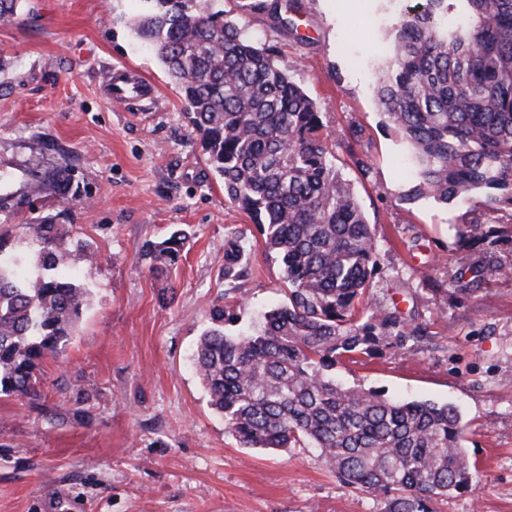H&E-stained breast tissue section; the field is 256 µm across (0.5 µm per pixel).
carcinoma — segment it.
Listing matches in <instances>:
<instances>
[{
	"instance_id": "cac0c4a2",
	"label": "carcinoma",
	"mask_w": 512,
	"mask_h": 512,
	"mask_svg": "<svg viewBox=\"0 0 512 512\" xmlns=\"http://www.w3.org/2000/svg\"><path fill=\"white\" fill-rule=\"evenodd\" d=\"M25 2L0 0V21L21 17ZM142 2L131 29L178 83L224 194L254 224L288 287V302L249 331H228L238 315L220 303L210 308L194 363L225 429L243 448L318 449L336 477L379 499L383 512H432L435 500L468 490L478 470L462 448L455 406L394 400L334 376L345 359L404 350L431 332L427 321L372 300L376 225L336 170L315 102L272 47L214 9L216 0ZM401 2L374 92L416 171L410 195L512 212V0ZM337 147L369 173L362 131ZM30 176L20 194H0V214L35 211L47 197L79 199L63 156ZM57 219L48 213L30 225L44 270L36 276L0 224V395L50 420L61 412L41 403L44 361L72 336L90 301L77 276L56 272L65 250ZM494 233L479 216L458 225L461 246L483 249L449 283L457 301L501 274L487 249ZM243 235L225 241L227 279L248 273ZM187 240L176 230L150 244L151 269L174 265Z\"/></svg>"
}]
</instances>
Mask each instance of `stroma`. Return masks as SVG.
I'll use <instances>...</instances> for the list:
<instances>
[{
	"label": "stroma",
	"mask_w": 512,
	"mask_h": 512,
	"mask_svg": "<svg viewBox=\"0 0 512 512\" xmlns=\"http://www.w3.org/2000/svg\"><path fill=\"white\" fill-rule=\"evenodd\" d=\"M141 0H29L19 22L0 21V193L19 191L36 162L66 156L83 202L60 213L70 235L60 269L91 302L72 339L43 366L48 423L27 402L0 398V512H383L346 486L313 448L240 447L193 365L208 310L235 309L241 328L283 303L276 259L230 202L186 116L176 82L126 26ZM225 18L275 47L279 64L316 102L326 131L362 128L371 172L344 153L336 168L377 228L381 270L372 289L430 324L418 347L336 366V379L387 396L458 407L463 445L478 466L470 491L435 512H512V213L487 215L501 235L503 273L457 304L448 284L473 258L453 226L457 204L407 199L413 185L400 138L386 130L372 88L390 50L394 0H298L294 26L257 0H218ZM116 66L141 75L151 99L116 102ZM190 235L168 271H150L149 243ZM248 232L251 272L224 276V242ZM97 255L85 265L83 252ZM90 396L75 413L76 391Z\"/></svg>",
	"instance_id": "1"
}]
</instances>
